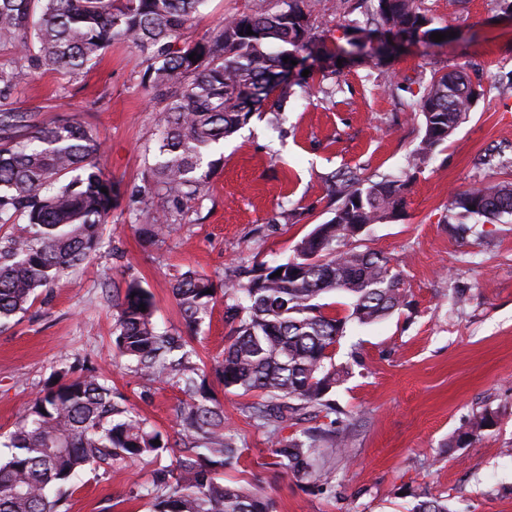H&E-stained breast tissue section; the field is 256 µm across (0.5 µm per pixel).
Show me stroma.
<instances>
[{
	"instance_id": "stroma-1",
	"label": "stroma",
	"mask_w": 512,
	"mask_h": 512,
	"mask_svg": "<svg viewBox=\"0 0 512 512\" xmlns=\"http://www.w3.org/2000/svg\"><path fill=\"white\" fill-rule=\"evenodd\" d=\"M275 0H209L189 34L202 37L224 19L270 7ZM452 36L441 44L404 46L370 69L345 62L348 39L366 18L365 0H316L314 33L325 50L308 74L312 97L287 96L281 113L253 115L214 151L220 162L204 200L186 224L149 242L114 210L99 253L61 281L39 289L28 312L0 327L1 442L55 372L105 373L156 428L174 432L180 391L129 372L112 344L113 294L126 276L141 280L155 302L154 319L172 333L183 320L172 294L174 275L194 270L222 282L249 266L284 259L316 224L331 216L325 177L360 170L403 176L422 134L410 105L434 72L461 65L484 94L442 150L405 192L402 216L375 224L360 239L402 271L410 308L374 324L348 327L335 360L352 373L336 389L342 448L320 446L327 490L282 473L271 440L242 411L246 399L215 375L229 328L224 300L191 339L211 396L244 448V480L269 497L274 512H409L427 496L450 512H512V223H485L463 235L446 224L448 197L477 182L512 181L477 158L512 155V22L495 0H419ZM138 50L109 48L75 80L47 73L21 77L15 106L46 125L69 115L104 142L103 166L121 197L142 185L159 136L162 100L142 83ZM467 291L453 305V289ZM488 409L496 427L475 443L453 446L472 412ZM178 449L103 474L80 472L67 512H151L142 490Z\"/></svg>"
}]
</instances>
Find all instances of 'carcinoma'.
I'll return each mask as SVG.
<instances>
[{
  "label": "carcinoma",
  "instance_id": "obj_1",
  "mask_svg": "<svg viewBox=\"0 0 512 512\" xmlns=\"http://www.w3.org/2000/svg\"><path fill=\"white\" fill-rule=\"evenodd\" d=\"M207 0H0V325L27 312L37 290L63 279L103 245L102 225L117 205L118 189L102 168L104 144L71 116L40 127L36 114L12 107L21 71L80 75L115 42L144 55L142 83L165 102L151 173L127 204L129 222L146 218L151 238L170 234L202 201L214 163L212 149L252 117L255 106L280 108L286 90L313 67L317 39L311 24L314 0H276L274 7L226 19L200 39L185 30ZM364 38L435 44L433 26L418 0H370ZM253 34H246V30ZM197 58L190 60L189 55ZM289 62H283L284 57ZM296 64H291V61ZM476 102L463 66L435 72L417 101L422 137L405 179H371L354 170L327 176L331 217L295 245L284 262L245 269L223 284L229 332L218 376L224 388L258 402L244 410L273 430L302 413H336L330 396L349 375L335 362L348 325H368L410 306L401 272L391 258L353 245L373 224L395 219L406 206L405 188L458 129ZM489 168L512 169V157L487 152ZM108 193L101 192V189ZM160 197L167 207L147 210ZM512 218V182L476 183L448 198L447 223L463 231L473 224ZM281 275H276V271ZM214 281L193 270L172 287L185 326L197 331L209 316ZM348 299V314L324 311L327 293ZM145 311H139V305ZM114 346L135 375L178 388L181 428L170 436L153 427L104 374L65 378L55 374L33 399L3 446L0 512H59L67 487L87 467L130 466L184 444L186 453L159 473L144 495L152 512H273V504L248 482L224 480L239 467L243 449L224 421L223 409L204 391V374L186 341L153 321L151 293L134 277L117 295ZM497 415L478 411L455 444L482 437ZM160 444H153L154 440ZM344 446L336 428H310L273 443V465L285 473L323 481L320 442ZM410 512H450L446 500L427 497Z\"/></svg>",
  "mask_w": 512,
  "mask_h": 512
}]
</instances>
